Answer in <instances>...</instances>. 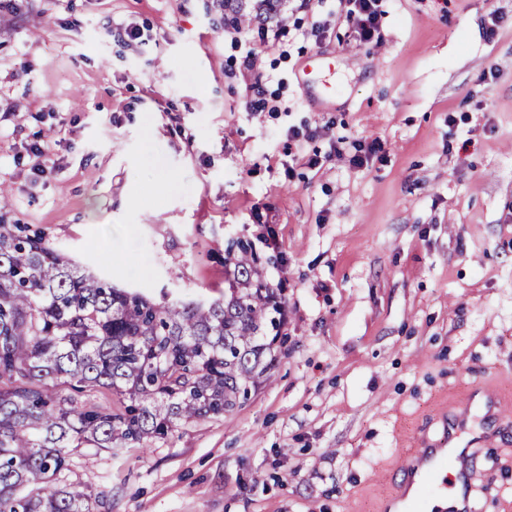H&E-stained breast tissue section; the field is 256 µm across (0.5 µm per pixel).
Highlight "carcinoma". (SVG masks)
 Here are the masks:
<instances>
[{
    "instance_id": "cac0c4a2",
    "label": "carcinoma",
    "mask_w": 512,
    "mask_h": 512,
    "mask_svg": "<svg viewBox=\"0 0 512 512\" xmlns=\"http://www.w3.org/2000/svg\"><path fill=\"white\" fill-rule=\"evenodd\" d=\"M236 2L224 20L237 26L286 7ZM224 262V301H158L0 226V512H99L104 494L62 483L74 450L222 417L268 377L283 302L249 243L227 244ZM99 389L112 404H78Z\"/></svg>"
}]
</instances>
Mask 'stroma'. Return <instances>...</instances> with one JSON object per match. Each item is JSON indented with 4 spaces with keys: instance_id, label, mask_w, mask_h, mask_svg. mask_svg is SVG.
I'll return each instance as SVG.
<instances>
[{
    "instance_id": "35a3bbf8",
    "label": "stroma",
    "mask_w": 512,
    "mask_h": 512,
    "mask_svg": "<svg viewBox=\"0 0 512 512\" xmlns=\"http://www.w3.org/2000/svg\"><path fill=\"white\" fill-rule=\"evenodd\" d=\"M347 9L288 0L275 40L225 32L213 0L0 11V224L185 301L223 298L225 246L245 238L285 301L246 404L74 451L64 480L105 493L101 512H379L473 388L512 404V0H378L375 45ZM107 18L142 42L113 49ZM320 53L330 70L301 89ZM43 142L48 176L28 152ZM478 468L475 512H512V424Z\"/></svg>"
}]
</instances>
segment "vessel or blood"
I'll use <instances>...</instances> for the list:
<instances>
[{
	"label": "vessel or blood",
	"instance_id": "obj_1",
	"mask_svg": "<svg viewBox=\"0 0 512 512\" xmlns=\"http://www.w3.org/2000/svg\"><path fill=\"white\" fill-rule=\"evenodd\" d=\"M464 403V411L445 422L438 439H421L403 459L404 482L385 500L382 512H428L436 499L446 500L444 512H473L479 448L491 436L489 428H473V416L508 423L512 413L484 389L470 392Z\"/></svg>",
	"mask_w": 512,
	"mask_h": 512
}]
</instances>
